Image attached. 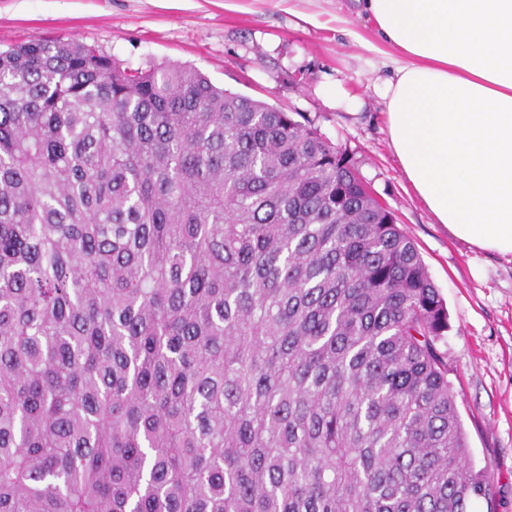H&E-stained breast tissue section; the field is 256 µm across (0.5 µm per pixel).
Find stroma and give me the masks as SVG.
<instances>
[{"instance_id":"1","label":"stroma","mask_w":512,"mask_h":512,"mask_svg":"<svg viewBox=\"0 0 512 512\" xmlns=\"http://www.w3.org/2000/svg\"><path fill=\"white\" fill-rule=\"evenodd\" d=\"M55 37L131 68L194 67L216 86L304 113L346 148L447 304L448 379L491 494L469 512H512V256L456 239L407 185L375 92L383 56L366 48L376 36L356 0H0V49Z\"/></svg>"}]
</instances>
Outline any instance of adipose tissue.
Segmentation results:
<instances>
[{
    "mask_svg": "<svg viewBox=\"0 0 512 512\" xmlns=\"http://www.w3.org/2000/svg\"><path fill=\"white\" fill-rule=\"evenodd\" d=\"M391 148L435 223L512 256V0H364Z\"/></svg>",
    "mask_w": 512,
    "mask_h": 512,
    "instance_id": "1",
    "label": "adipose tissue"
}]
</instances>
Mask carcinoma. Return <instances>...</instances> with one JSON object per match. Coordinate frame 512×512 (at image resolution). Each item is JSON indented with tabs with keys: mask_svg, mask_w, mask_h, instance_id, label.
<instances>
[{
	"mask_svg": "<svg viewBox=\"0 0 512 512\" xmlns=\"http://www.w3.org/2000/svg\"><path fill=\"white\" fill-rule=\"evenodd\" d=\"M448 328L305 114L0 51V512H467Z\"/></svg>",
	"mask_w": 512,
	"mask_h": 512,
	"instance_id": "1",
	"label": "carcinoma"
}]
</instances>
